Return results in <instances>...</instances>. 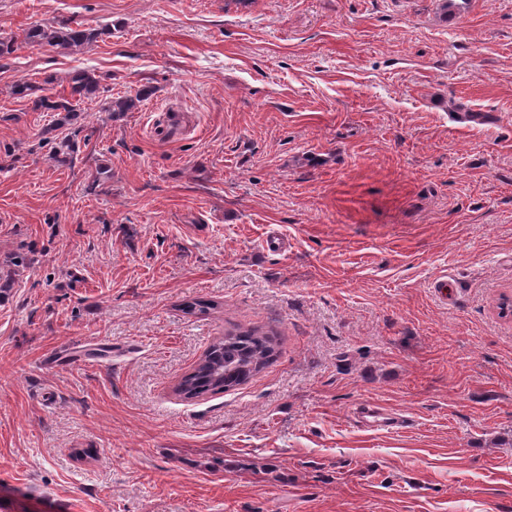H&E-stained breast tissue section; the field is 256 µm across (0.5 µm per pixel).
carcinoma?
<instances>
[{"label": "carcinoma", "instance_id": "carcinoma-1", "mask_svg": "<svg viewBox=\"0 0 512 512\" xmlns=\"http://www.w3.org/2000/svg\"><path fill=\"white\" fill-rule=\"evenodd\" d=\"M110 34V27L90 29L76 21L60 26L39 23L22 29L19 34L0 37V58L10 56L33 43L56 49L79 50ZM98 83L93 71L83 69L69 74L70 92L67 97L49 94L44 86L26 80H19L14 84L13 94L25 101L33 112L61 113V122L66 123L77 112L73 101L92 95ZM150 94L151 90L144 87L133 95L119 97L111 101L108 111L129 112L137 108ZM273 355L272 340L259 329L226 334L210 345L191 372L181 379L177 392L186 399L222 393L246 383L269 364Z\"/></svg>", "mask_w": 512, "mask_h": 512}]
</instances>
